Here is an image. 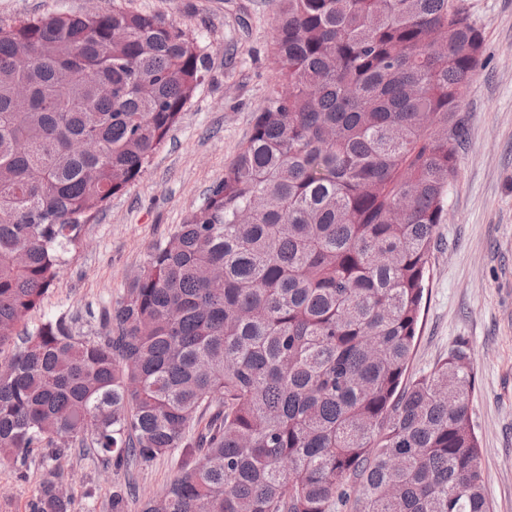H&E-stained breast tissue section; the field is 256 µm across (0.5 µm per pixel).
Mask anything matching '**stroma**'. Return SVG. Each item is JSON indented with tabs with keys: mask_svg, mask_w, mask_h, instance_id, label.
Masks as SVG:
<instances>
[{
	"mask_svg": "<svg viewBox=\"0 0 512 512\" xmlns=\"http://www.w3.org/2000/svg\"><path fill=\"white\" fill-rule=\"evenodd\" d=\"M484 37V63L462 106L459 176L438 230L407 375L416 378L465 344L475 365L472 419L481 444L492 512H512V0H465ZM120 6L158 14L195 38L206 53L197 90L170 138L143 175L112 196L67 255L35 328L65 313L84 336L120 301L152 247L204 202L275 94V26L281 0H0V24L29 17L102 12ZM26 480L0 465V512H29L38 484L59 474L71 512H108L112 489L134 481L139 500L161 494L177 474L162 457L130 472L105 467L78 448L61 460L26 463Z\"/></svg>",
	"mask_w": 512,
	"mask_h": 512,
	"instance_id": "stroma-1",
	"label": "stroma"
}]
</instances>
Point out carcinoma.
<instances>
[{
  "label": "carcinoma",
  "mask_w": 512,
  "mask_h": 512,
  "mask_svg": "<svg viewBox=\"0 0 512 512\" xmlns=\"http://www.w3.org/2000/svg\"><path fill=\"white\" fill-rule=\"evenodd\" d=\"M276 42L281 90L88 337L65 313L21 322L206 56L121 7L0 28V463L177 455L140 512H491L470 354L406 377L483 35L464 0H282ZM70 505L46 479L29 512Z\"/></svg>",
  "instance_id": "cac0c4a2"
}]
</instances>
